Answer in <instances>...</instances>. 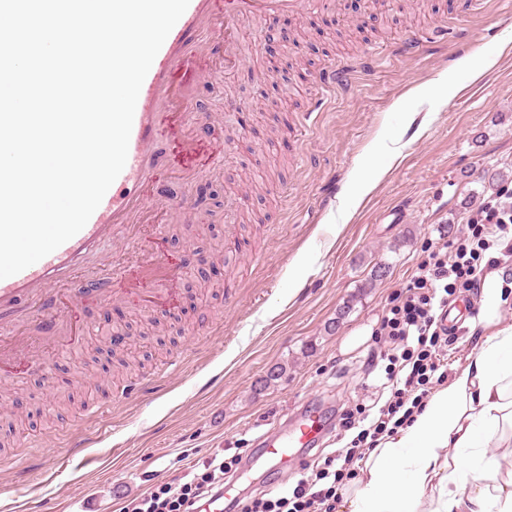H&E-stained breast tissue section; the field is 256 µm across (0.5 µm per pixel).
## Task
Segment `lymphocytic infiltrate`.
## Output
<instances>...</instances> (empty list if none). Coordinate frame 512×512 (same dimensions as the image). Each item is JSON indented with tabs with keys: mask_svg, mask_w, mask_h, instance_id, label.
Wrapping results in <instances>:
<instances>
[{
	"mask_svg": "<svg viewBox=\"0 0 512 512\" xmlns=\"http://www.w3.org/2000/svg\"><path fill=\"white\" fill-rule=\"evenodd\" d=\"M512 265V188L502 187L468 210L454 238L439 237L425 250L407 284L387 305L374 329L376 346L366 374L384 402L332 407L329 434L344 448L316 451L302 461L286 491L254 489L230 502L225 512H335L338 491L351 467L385 435L406 425L447 373L445 354L457 342L444 325L448 306L478 294L491 270ZM241 456L203 460L190 480L173 479L132 498L124 512H193L236 478Z\"/></svg>",
	"mask_w": 512,
	"mask_h": 512,
	"instance_id": "f902f5d3",
	"label": "lymphocytic infiltrate"
}]
</instances>
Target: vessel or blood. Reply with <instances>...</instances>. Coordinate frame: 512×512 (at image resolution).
<instances>
[{
	"instance_id": "obj_1",
	"label": "vessel or blood",
	"mask_w": 512,
	"mask_h": 512,
	"mask_svg": "<svg viewBox=\"0 0 512 512\" xmlns=\"http://www.w3.org/2000/svg\"><path fill=\"white\" fill-rule=\"evenodd\" d=\"M308 0H189L142 84L136 104L126 165L105 194L85 227L54 252L16 275L0 280V378L11 377L19 367V351L56 346L72 333V321L60 310L79 297L99 294L109 276H121L123 266L106 268L92 259L112 242H121L133 260L152 298H161L179 266L156 252L161 225L148 221L151 185L156 176L153 155L159 142L171 144V158L181 179H201L202 158L184 136L196 119L191 100L177 80L193 60L203 58L207 45L224 43V66L240 60L242 19H275L302 11ZM68 282L72 290L47 301L50 288ZM328 427L320 410H303L291 426L261 438L262 457L285 465L291 449L319 443Z\"/></svg>"
}]
</instances>
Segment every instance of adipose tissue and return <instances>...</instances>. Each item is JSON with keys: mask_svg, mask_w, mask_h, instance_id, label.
I'll return each mask as SVG.
<instances>
[{"mask_svg": "<svg viewBox=\"0 0 512 512\" xmlns=\"http://www.w3.org/2000/svg\"><path fill=\"white\" fill-rule=\"evenodd\" d=\"M341 501L343 512H512V326L483 336L469 364L366 453Z\"/></svg>", "mask_w": 512, "mask_h": 512, "instance_id": "1", "label": "adipose tissue"}]
</instances>
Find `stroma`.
Wrapping results in <instances>:
<instances>
[{
	"instance_id": "1",
	"label": "stroma",
	"mask_w": 512,
	"mask_h": 512,
	"mask_svg": "<svg viewBox=\"0 0 512 512\" xmlns=\"http://www.w3.org/2000/svg\"><path fill=\"white\" fill-rule=\"evenodd\" d=\"M330 10H304L287 27L245 21L247 34H287L289 57L265 71V50L246 49L232 74L224 72V45L209 47V77L182 83L200 119L199 142L230 143L222 166L202 183L220 197L198 198L193 185L169 168L167 150L154 164L157 204L186 200L180 212L157 213L164 224L159 248L185 263L189 249L207 259L224 253L228 269L204 289L183 273L173 286L176 314L159 312L161 335L138 333L139 309L121 292L137 287L135 271L116 280V298L80 300L87 325L77 344L61 346L49 376L16 380L27 401L0 400L16 415L0 425V512L44 497L57 512H122L128 499L182 477L213 454L255 455L256 437L277 432L305 403L331 407L358 402L367 391L361 365L374 347L372 330L390 297L410 279L416 258L439 233L456 235L463 213L483 199L484 179L512 173V0H337ZM446 20V35L435 28ZM418 37L422 51L404 52ZM466 39L474 53L490 54L482 74H455V47ZM347 67L346 83L314 99L326 66ZM457 84L447 100L424 86L447 76ZM279 111L257 112L258 96ZM380 172L376 186L359 193L365 159ZM179 241H172V227ZM391 265L387 279L369 284L372 266ZM352 309L338 312L344 303ZM129 333L144 366L113 373L102 358L94 375L72 387L73 401L54 406L62 377L81 365L78 350L108 345L113 325ZM512 326V294L476 321L447 352L449 372L466 366L490 326ZM180 368L167 367L171 354ZM283 365L285 375L266 388L258 382ZM157 376L148 394L129 388ZM86 440L69 455L66 438Z\"/></svg>"
}]
</instances>
